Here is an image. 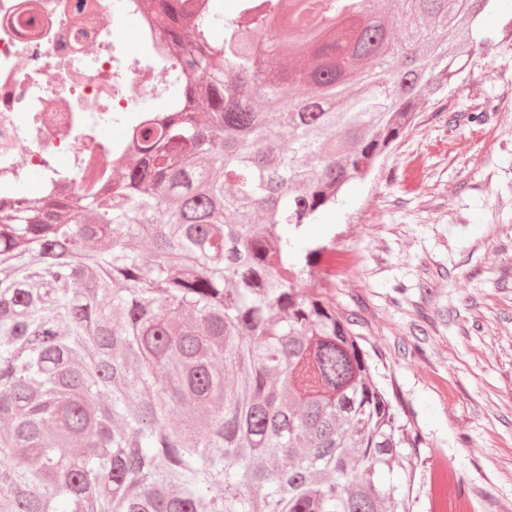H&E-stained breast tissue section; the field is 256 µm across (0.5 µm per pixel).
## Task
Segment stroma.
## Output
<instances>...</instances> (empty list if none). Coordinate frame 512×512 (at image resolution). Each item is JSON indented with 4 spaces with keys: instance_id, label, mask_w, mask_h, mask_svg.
<instances>
[{
    "instance_id": "stroma-1",
    "label": "stroma",
    "mask_w": 512,
    "mask_h": 512,
    "mask_svg": "<svg viewBox=\"0 0 512 512\" xmlns=\"http://www.w3.org/2000/svg\"><path fill=\"white\" fill-rule=\"evenodd\" d=\"M492 46L340 205L307 226L324 292L383 358L430 465L469 512H512V0Z\"/></svg>"
}]
</instances>
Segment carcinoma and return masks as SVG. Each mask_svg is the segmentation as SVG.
Returning a JSON list of instances; mask_svg holds the SVG:
<instances>
[{"mask_svg":"<svg viewBox=\"0 0 512 512\" xmlns=\"http://www.w3.org/2000/svg\"><path fill=\"white\" fill-rule=\"evenodd\" d=\"M384 2L144 0L179 107L112 184L0 207V512H414L421 434L301 231L477 64L490 0Z\"/></svg>","mask_w":512,"mask_h":512,"instance_id":"cac0c4a2","label":"carcinoma"}]
</instances>
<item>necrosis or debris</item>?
Wrapping results in <instances>:
<instances>
[{
	"mask_svg": "<svg viewBox=\"0 0 512 512\" xmlns=\"http://www.w3.org/2000/svg\"><path fill=\"white\" fill-rule=\"evenodd\" d=\"M140 3L0 0V187L12 199L111 182L135 126L177 104L167 42Z\"/></svg>",
	"mask_w": 512,
	"mask_h": 512,
	"instance_id": "obj_1",
	"label": "necrosis or debris"
}]
</instances>
